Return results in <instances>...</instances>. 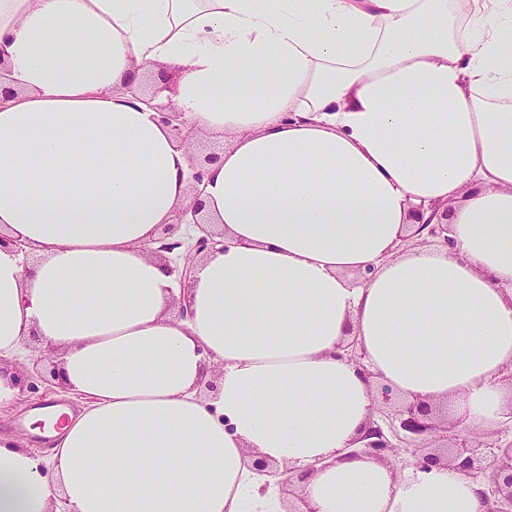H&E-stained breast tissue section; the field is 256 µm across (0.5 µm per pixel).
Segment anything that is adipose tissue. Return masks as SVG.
<instances>
[{
  "mask_svg": "<svg viewBox=\"0 0 512 512\" xmlns=\"http://www.w3.org/2000/svg\"><path fill=\"white\" fill-rule=\"evenodd\" d=\"M2 37L0 405L32 334L86 405L44 416L50 458L0 435V512L256 510V455L317 512H484L453 467L347 450L380 382L478 425L507 403L512 0H0ZM171 67L182 112L233 137L187 320L144 246L190 199L189 154L123 91ZM438 203L457 254L397 253Z\"/></svg>",
  "mask_w": 512,
  "mask_h": 512,
  "instance_id": "obj_1",
  "label": "adipose tissue"
}]
</instances>
